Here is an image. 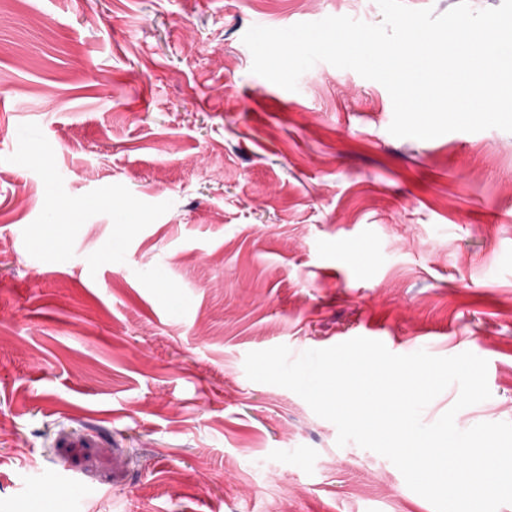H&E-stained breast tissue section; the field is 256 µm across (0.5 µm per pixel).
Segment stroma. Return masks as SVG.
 Instances as JSON below:
<instances>
[{
  "label": "stroma",
  "mask_w": 512,
  "mask_h": 512,
  "mask_svg": "<svg viewBox=\"0 0 512 512\" xmlns=\"http://www.w3.org/2000/svg\"><path fill=\"white\" fill-rule=\"evenodd\" d=\"M375 0L0 11V512H434L248 352L479 351L512 422V132L397 138L386 88L253 74L254 25Z\"/></svg>",
  "instance_id": "1"
}]
</instances>
